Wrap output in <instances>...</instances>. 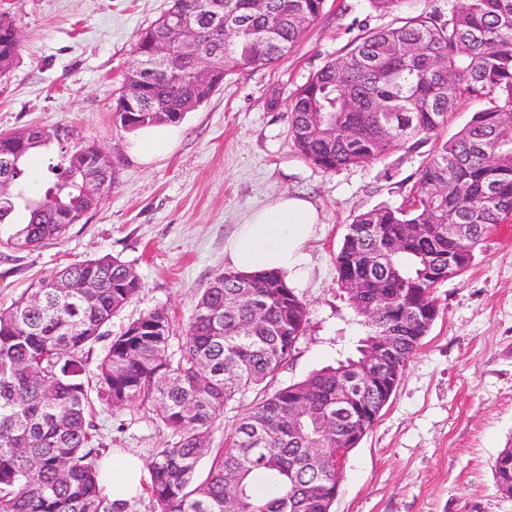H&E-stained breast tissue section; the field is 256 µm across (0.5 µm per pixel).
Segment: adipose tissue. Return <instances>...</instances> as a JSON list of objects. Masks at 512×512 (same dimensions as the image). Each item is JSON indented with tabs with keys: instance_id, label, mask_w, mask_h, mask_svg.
I'll return each instance as SVG.
<instances>
[{
	"instance_id": "adipose-tissue-1",
	"label": "adipose tissue",
	"mask_w": 512,
	"mask_h": 512,
	"mask_svg": "<svg viewBox=\"0 0 512 512\" xmlns=\"http://www.w3.org/2000/svg\"><path fill=\"white\" fill-rule=\"evenodd\" d=\"M317 209L307 199L283 196L253 211L239 224L224 246L229 269L250 274L276 271L289 284L307 275L305 246L319 224ZM99 484L115 503L135 496L146 477L144 462L137 456L112 451L98 465Z\"/></svg>"
}]
</instances>
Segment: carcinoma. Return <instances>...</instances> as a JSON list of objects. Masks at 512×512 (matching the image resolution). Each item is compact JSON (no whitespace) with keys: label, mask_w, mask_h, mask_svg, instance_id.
Segmentation results:
<instances>
[{"label":"carcinoma","mask_w":512,"mask_h":512,"mask_svg":"<svg viewBox=\"0 0 512 512\" xmlns=\"http://www.w3.org/2000/svg\"><path fill=\"white\" fill-rule=\"evenodd\" d=\"M325 0H171L136 40L115 110L127 130L180 122L224 83L288 55L316 21ZM185 15L203 17L195 57L168 60L173 79L143 63L170 40ZM234 28L230 40L223 26ZM14 21L0 14V77L19 44ZM212 70L197 78V62ZM484 104L450 138H440L459 104ZM298 154L318 168L367 165L406 143L433 141L404 208L356 216L336 253L338 285L368 329L348 357L286 386L274 384L304 336L307 306L277 272L217 273L199 294L190 321L173 336L168 314L154 309L110 335L112 318L142 288L132 265L111 255L55 272L67 283L39 280L0 310V512H114L98 481L90 384L92 346L111 336L97 365V396L121 408L138 402L171 441L155 449L147 491L154 512H332L341 473L335 452L356 421L336 415L348 390L373 412L389 397L358 379L376 336L400 337L394 368L403 375L429 327L415 313L438 315L433 274L453 259L455 277L471 266L491 228L512 224V0H457L402 25L366 28L343 57L325 63L288 102ZM50 132L26 129L0 137V152L19 158L0 182V224L27 213L10 237L16 249L38 247L80 223L112 190V160L94 162L89 146L64 151L48 169L52 185L32 194L28 157ZM470 224L463 241L448 238ZM390 301L383 304L380 298ZM250 400L224 434V414ZM319 449V454L312 449ZM212 458L205 479L200 461ZM498 488H512V448L496 459Z\"/></svg>","instance_id":"carcinoma-1"}]
</instances>
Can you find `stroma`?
I'll return each mask as SVG.
<instances>
[{
    "label": "stroma",
    "instance_id": "35a3bbf8",
    "mask_svg": "<svg viewBox=\"0 0 512 512\" xmlns=\"http://www.w3.org/2000/svg\"><path fill=\"white\" fill-rule=\"evenodd\" d=\"M450 0H405L381 13L368 0H327L297 46L270 68L227 76L186 113L180 137L150 161L136 156V132L113 105L137 33L169 0H0L21 36L0 78V133L63 127L69 135L29 166L46 188L49 159L94 143L113 163L115 187L58 239L16 250L0 226V308L38 279L93 256L130 263L143 281L118 315L119 332L141 314L165 309L184 331L200 291L224 268V243L256 208L284 194L308 199L322 222L309 242L310 276L298 288L306 332L278 374L303 379L353 349L361 331L336 278L346 228L363 211L404 205L429 146L392 150L365 166L326 172L301 158L290 138L288 101L327 61L347 54L363 27L397 26ZM439 314L372 431L348 454L332 512H512L493 465L512 448V224L488 233L469 270L439 286ZM95 444L149 459L169 435L138 405L92 402Z\"/></svg>",
    "mask_w": 512,
    "mask_h": 512
}]
</instances>
